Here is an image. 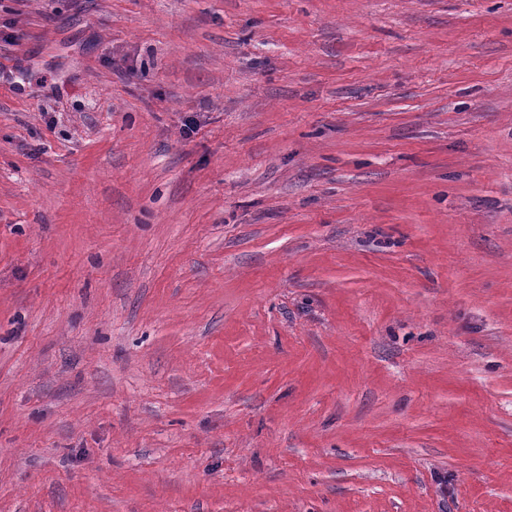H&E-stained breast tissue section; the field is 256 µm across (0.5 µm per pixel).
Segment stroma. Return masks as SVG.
Masks as SVG:
<instances>
[{"mask_svg":"<svg viewBox=\"0 0 512 512\" xmlns=\"http://www.w3.org/2000/svg\"><path fill=\"white\" fill-rule=\"evenodd\" d=\"M0 512H512V0H0Z\"/></svg>","mask_w":512,"mask_h":512,"instance_id":"35a3bbf8","label":"stroma"}]
</instances>
